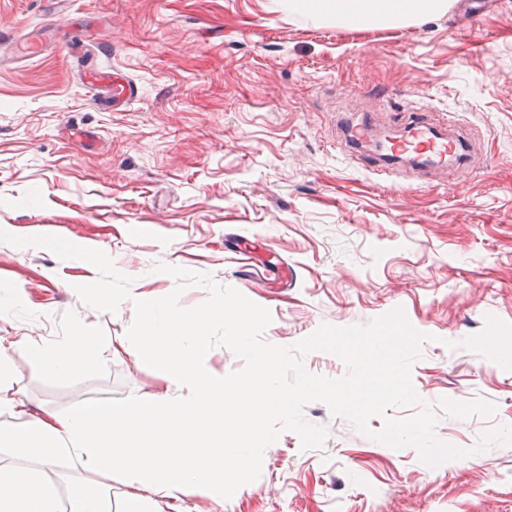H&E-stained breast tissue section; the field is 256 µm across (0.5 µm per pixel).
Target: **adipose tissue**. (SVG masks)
Instances as JSON below:
<instances>
[{"label":"adipose tissue","instance_id":"ef3b65f1","mask_svg":"<svg viewBox=\"0 0 512 512\" xmlns=\"http://www.w3.org/2000/svg\"><path fill=\"white\" fill-rule=\"evenodd\" d=\"M290 13L321 6L338 26L359 30L371 23L394 26L405 16L444 14L448 0H282ZM222 320L224 332L252 348L255 376L243 385L225 383L202 365L210 349L209 329ZM142 347L156 366L160 386L150 399L109 406L88 404L66 414L27 417L24 424L0 420V449L35 458L37 467L0 466V512H152L157 499L179 501L196 487L209 489L216 504L225 491L250 487L247 449L268 446L269 412L287 415L292 397L275 380L279 353L253 349V317L233 301L196 313L174 300L157 298L140 311ZM99 337L73 329L61 344L22 335L0 341V417L24 415L14 383L15 353L68 375L90 362ZM67 458L83 476L68 499L43 477L46 467ZM124 487L120 510L112 508V483Z\"/></svg>","mask_w":512,"mask_h":512}]
</instances>
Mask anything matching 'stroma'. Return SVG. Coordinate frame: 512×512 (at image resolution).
Listing matches in <instances>:
<instances>
[{
    "label": "stroma",
    "mask_w": 512,
    "mask_h": 512,
    "mask_svg": "<svg viewBox=\"0 0 512 512\" xmlns=\"http://www.w3.org/2000/svg\"><path fill=\"white\" fill-rule=\"evenodd\" d=\"M474 2L348 30L277 0H0V336L77 325L133 349L64 379L16 356L27 411L154 393L140 309L176 286L161 264L267 308L277 346L399 309L430 337L417 395L495 406L437 425L466 457L428 467L314 402L322 449L282 431L249 490H197L185 512H512V444L474 450L512 427V370L462 345L487 317L512 325V0ZM97 68L133 96L88 84ZM413 112L478 131L480 166L387 165L341 127ZM210 336L205 366L248 381L251 355L222 322Z\"/></svg>",
    "instance_id": "35a3bbf8"
}]
</instances>
